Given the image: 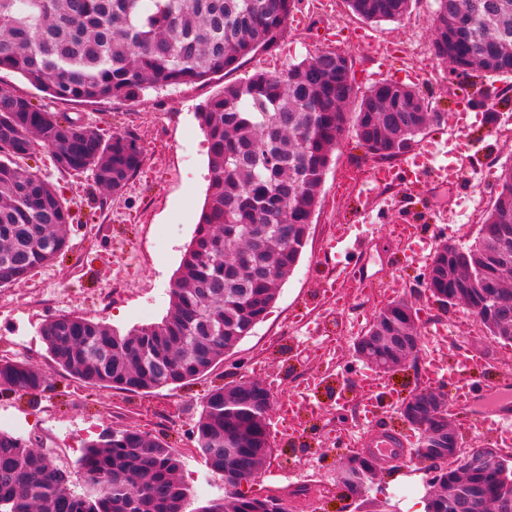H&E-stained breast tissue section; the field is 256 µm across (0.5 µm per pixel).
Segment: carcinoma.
<instances>
[{
  "instance_id": "cac0c4a2",
  "label": "carcinoma",
  "mask_w": 512,
  "mask_h": 512,
  "mask_svg": "<svg viewBox=\"0 0 512 512\" xmlns=\"http://www.w3.org/2000/svg\"><path fill=\"white\" fill-rule=\"evenodd\" d=\"M372 22H395L411 0H346ZM431 49L440 61L490 75L512 74V0H435ZM296 0H0V70L21 74L50 99L135 101L150 89L206 82L273 46ZM352 76L324 51L282 73L256 72L224 85L199 112L211 176L200 222L158 323L122 333L92 318L53 315L40 334L53 362L107 390L151 393L208 372L260 323L307 245L323 176L346 128L376 159L403 154L441 114L420 94L382 80L354 111ZM51 152L62 174L91 173L109 194L123 191L142 164L130 131L105 137L65 113L0 90V288L25 282L68 247L74 215L51 181L22 162ZM427 287L435 300L486 301L492 336L512 323V168L498 177L491 209L474 243L440 246ZM418 312L399 297L377 311L353 350L388 361L410 340ZM46 374L0 359V383L31 392ZM229 397H224V394ZM211 392L196 422L195 450L224 470V497L199 512H277L271 497H249L273 452L266 410L238 386ZM425 432L447 433L448 413L420 395ZM179 452L133 428L106 430L78 461L79 484L39 442L0 431V512H186L192 492L179 478ZM427 512H458L480 497L512 499L488 459L459 482L444 466ZM368 486L365 456L349 469ZM455 487V496L445 493Z\"/></svg>"
}]
</instances>
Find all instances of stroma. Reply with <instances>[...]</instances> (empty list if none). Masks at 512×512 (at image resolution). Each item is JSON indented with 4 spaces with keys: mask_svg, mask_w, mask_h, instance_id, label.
<instances>
[{
    "mask_svg": "<svg viewBox=\"0 0 512 512\" xmlns=\"http://www.w3.org/2000/svg\"><path fill=\"white\" fill-rule=\"evenodd\" d=\"M434 8V0H413L400 21L373 23L353 14L345 0H299L273 48L209 82L150 91L133 102L58 101L45 97L19 74L1 71L0 87L80 118L100 134L133 131L143 162L121 194L108 195L94 189L90 175L59 173L47 150H38L25 161L30 172L59 186L75 219L68 249L21 285L0 289L1 295L13 300L11 311L0 315V352L22 349L24 359L46 372L50 385L44 392L0 393V429L37 439L53 449L57 463L72 473L86 440L107 428L138 429L181 452L180 478L193 493L192 507L198 508L224 495L223 477L208 470L187 436L206 396L217 387L255 376L269 379L279 403L311 372L317 379L315 398L327 407V415L320 417L302 408L288 425L277 410H270L274 453L256 480L241 487L248 495L261 496L266 484L284 485L291 506H298L303 483L293 480V470L298 462H311L313 477L322 480L335 470L340 430L354 427L361 419L363 404L355 384L367 367L351 356L352 339L341 342L347 356L334 365L299 348L290 328L315 314L323 315L328 329L338 328L339 318L325 304L324 281L331 275L344 277L349 270L358 272L366 279L367 290L385 300L391 297L393 274L401 273L405 282L401 296L419 310L421 322L437 318L457 324L461 348L442 354L447 368H454L458 351L477 349L487 354L474 370L485 387L499 388L504 378L512 376V344L486 336L481 324L463 309L442 308L425 294L418 283L421 266L412 264L408 249L386 232L387 225L405 217L431 226V217L437 213L447 227L444 240L472 243L480 217L492 204L502 169L512 165V150H506L495 134L497 126L512 118V75L477 73L462 82L451 79L447 65L435 59L426 71L417 68L415 49L431 44ZM383 46L393 51L387 79L415 87L432 110L443 115L429 130L442 133L448 141L447 185L432 192L423 187L410 192L406 189L410 176L401 172L392 184L377 187L372 198L359 197L354 191L339 194L337 183L344 169L381 165L358 145L353 131H346L323 179L300 262L263 321L212 370L182 385L138 394L86 385L52 362L39 333L49 316L61 312L86 316L123 332L165 317L170 285L194 235L209 185L207 142L198 114L224 84L259 70L279 73L318 51L338 48L351 57L354 87L361 94L372 84L377 50ZM485 85L500 98L493 109L494 124L484 123L478 110L466 118L459 116L468 94ZM461 166L471 174L464 193L457 178ZM345 224L353 225L354 235L362 239L361 252L348 254L339 245L335 257L323 259L326 244ZM120 242L133 244L139 261L117 285L113 279ZM258 351L265 356V366L254 371L249 362ZM421 366V358L415 357L401 371L384 376V393L372 404L379 429H401L396 408L402 396L421 388ZM432 477L430 467L416 462L397 470L385 468L368 497L381 512H405L412 498L426 497Z\"/></svg>",
    "mask_w": 512,
    "mask_h": 512,
    "instance_id": "obj_1",
    "label": "stroma"
}]
</instances>
